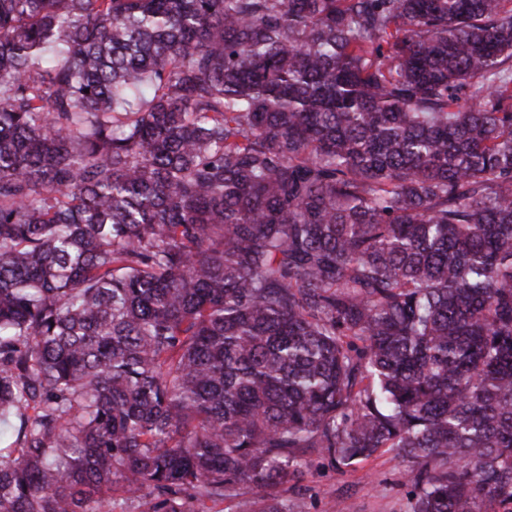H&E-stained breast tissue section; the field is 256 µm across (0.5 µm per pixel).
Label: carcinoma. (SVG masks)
<instances>
[{
    "mask_svg": "<svg viewBox=\"0 0 512 512\" xmlns=\"http://www.w3.org/2000/svg\"><path fill=\"white\" fill-rule=\"evenodd\" d=\"M510 1L0 0V512H512ZM302 474L281 492L288 512H406L409 488L404 468L392 452L341 469L307 457ZM255 499V490L249 483L244 482L238 485L234 496L224 498L223 502H212L205 499L196 503V507L199 512H240L244 501Z\"/></svg>",
    "mask_w": 512,
    "mask_h": 512,
    "instance_id": "carcinoma-1",
    "label": "carcinoma"
}]
</instances>
